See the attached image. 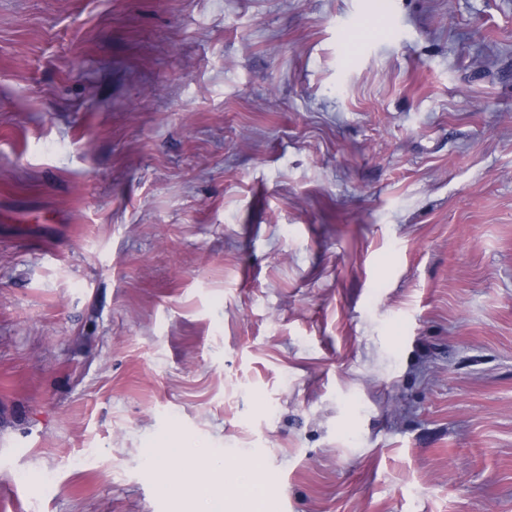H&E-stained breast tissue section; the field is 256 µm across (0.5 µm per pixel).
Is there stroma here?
Segmentation results:
<instances>
[{
	"instance_id": "1",
	"label": "stroma",
	"mask_w": 512,
	"mask_h": 512,
	"mask_svg": "<svg viewBox=\"0 0 512 512\" xmlns=\"http://www.w3.org/2000/svg\"><path fill=\"white\" fill-rule=\"evenodd\" d=\"M512 512V0H0V512ZM211 478L208 484L195 488L197 499L193 505L195 511L188 512H216L223 511V502L217 495V488L224 481V473L235 474L248 487V493L241 496L234 503V511L228 512H264L266 499V486L263 476H260L249 459L224 460L223 457H209L207 459Z\"/></svg>"
}]
</instances>
